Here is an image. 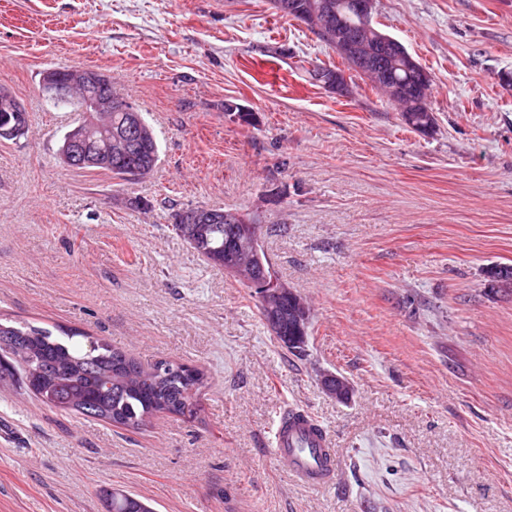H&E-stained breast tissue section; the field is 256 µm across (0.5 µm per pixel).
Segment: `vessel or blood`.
Returning a JSON list of instances; mask_svg holds the SVG:
<instances>
[{"mask_svg": "<svg viewBox=\"0 0 512 512\" xmlns=\"http://www.w3.org/2000/svg\"><path fill=\"white\" fill-rule=\"evenodd\" d=\"M272 452L279 465L302 483L320 487L336 478L330 437L307 410L289 406L280 412Z\"/></svg>", "mask_w": 512, "mask_h": 512, "instance_id": "obj_1", "label": "vessel or blood"}]
</instances>
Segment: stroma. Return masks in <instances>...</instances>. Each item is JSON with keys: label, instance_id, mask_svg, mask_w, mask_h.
Here are the masks:
<instances>
[{"label": "stroma", "instance_id": "1", "mask_svg": "<svg viewBox=\"0 0 512 512\" xmlns=\"http://www.w3.org/2000/svg\"><path fill=\"white\" fill-rule=\"evenodd\" d=\"M375 22L430 73L433 135L364 81L315 85L340 57L269 0H0V89L29 117L0 139V322L210 376L199 420L140 433L0 382V512H108L112 488L154 512H512V281L486 276L512 265V0H377ZM73 65L152 125L150 175L61 164L82 115L41 77ZM196 206L279 225L262 245L312 303L303 358L174 233ZM288 405L330 434L334 485L275 461ZM317 70H333V71H339V72H320L317 75V81L318 83L326 90L336 93L338 95L340 94H347L349 91V83L345 75L343 74V71L336 66H324V65H318L313 68L309 72L311 79L316 80L315 78V72Z\"/></svg>", "mask_w": 512, "mask_h": 512}]
</instances>
